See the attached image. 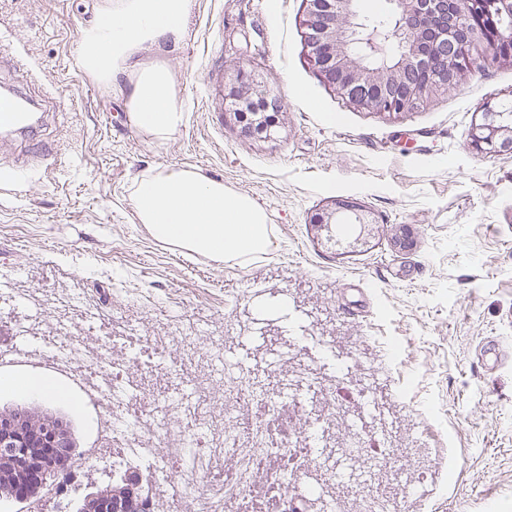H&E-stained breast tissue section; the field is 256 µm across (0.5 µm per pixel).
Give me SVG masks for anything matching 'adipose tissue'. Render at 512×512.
<instances>
[{"mask_svg":"<svg viewBox=\"0 0 512 512\" xmlns=\"http://www.w3.org/2000/svg\"><path fill=\"white\" fill-rule=\"evenodd\" d=\"M190 7L191 0H101L77 41L79 65L122 98L131 124L159 146L183 126L184 109L169 69L144 63L139 52L180 44ZM133 205L156 240L196 256L242 261L272 245L262 209L194 169L168 167L143 176Z\"/></svg>","mask_w":512,"mask_h":512,"instance_id":"ef3b65f1","label":"adipose tissue"}]
</instances>
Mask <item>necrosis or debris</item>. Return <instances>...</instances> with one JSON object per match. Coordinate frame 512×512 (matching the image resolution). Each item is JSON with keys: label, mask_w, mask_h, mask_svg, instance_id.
<instances>
[{"label": "necrosis or debris", "mask_w": 512, "mask_h": 512, "mask_svg": "<svg viewBox=\"0 0 512 512\" xmlns=\"http://www.w3.org/2000/svg\"><path fill=\"white\" fill-rule=\"evenodd\" d=\"M85 305L96 312L97 343L76 317L56 340L30 337L21 359L1 353L0 372L21 366L57 376L98 403L87 462L108 459L141 476L146 512H288V464L306 451L272 430L283 406L263 396L251 375L228 369L216 386L221 331L187 336L174 323L151 336L123 335L110 310L92 298ZM247 397L259 414L245 423L238 405Z\"/></svg>", "instance_id": "necrosis-or-debris-1"}]
</instances>
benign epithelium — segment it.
Instances as JSON below:
<instances>
[{"label":"benign epithelium","mask_w":512,"mask_h":512,"mask_svg":"<svg viewBox=\"0 0 512 512\" xmlns=\"http://www.w3.org/2000/svg\"><path fill=\"white\" fill-rule=\"evenodd\" d=\"M392 22L370 26L358 11L357 0H306L300 20L308 57L319 76L350 104L386 119H399L418 108L431 94L455 87L470 63L473 49L484 47L490 65L512 64V30L490 28L484 20L512 17V0H389ZM382 60L372 80L369 60ZM224 120L239 128L247 140H269L288 127L289 113L278 107L276 94L259 77L237 68L226 74ZM473 150L512 151V107L486 103L469 132ZM315 238L337 242L343 224L353 232L342 243V254L364 251L379 234V217L366 206L336 198L312 215ZM392 248L399 253L417 249L410 224L388 229ZM72 443L56 421L30 408L0 411V478L5 492L25 501L47 483L70 459ZM110 489L90 493L83 503L92 512H112Z\"/></svg>","instance_id":"benign-epithelium-1"}]
</instances>
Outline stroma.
Listing matches in <instances>:
<instances>
[{"instance_id":"stroma-1","label":"stroma","mask_w":512,"mask_h":512,"mask_svg":"<svg viewBox=\"0 0 512 512\" xmlns=\"http://www.w3.org/2000/svg\"><path fill=\"white\" fill-rule=\"evenodd\" d=\"M100 0H0V48L29 70L0 73L49 97L44 132L63 171L11 183L23 145L0 143V280L10 288H83L144 301L195 330L224 322L234 356L324 419L322 451L293 464L299 482L330 473L326 502L357 512H512V359L482 369L487 337L512 349V153L480 154L469 131L487 102L512 101V64L470 72L403 120L349 104L312 66L298 25L305 0H193L181 44L144 60L169 68L185 123L165 145L129 124L119 96L77 65L75 46ZM242 64L291 114L289 133L241 137L214 109L212 72ZM161 167L193 168L249 196L273 229L271 251L243 263L186 256L156 241L132 201ZM348 197L384 223L414 225L418 248L387 234L351 257L313 239L308 220ZM412 267L415 281L395 272ZM266 319L255 324L257 311ZM39 405L75 443L72 479L43 512H76L112 482L83 457L94 410L0 392V409Z\"/></svg>"}]
</instances>
